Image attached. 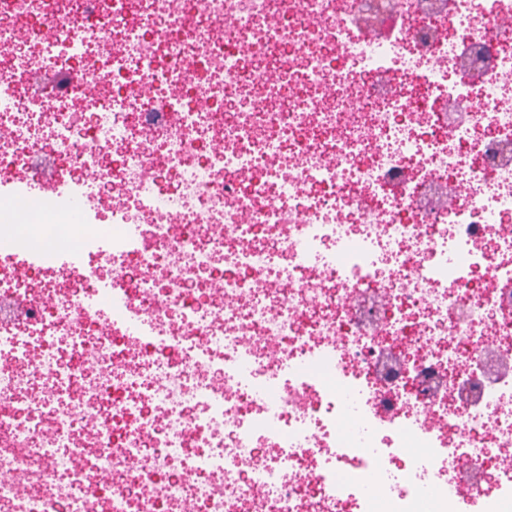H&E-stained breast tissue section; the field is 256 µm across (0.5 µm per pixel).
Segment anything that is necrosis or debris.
I'll list each match as a JSON object with an SVG mask.
<instances>
[{"instance_id":"necrosis-or-debris-1","label":"necrosis or debris","mask_w":512,"mask_h":512,"mask_svg":"<svg viewBox=\"0 0 512 512\" xmlns=\"http://www.w3.org/2000/svg\"><path fill=\"white\" fill-rule=\"evenodd\" d=\"M0 45V171L76 190L0 225V512H512V0H0ZM51 177L50 182L46 185L45 180ZM68 177V169L66 163L62 160L61 156L50 151L46 154L41 161L40 166L36 169L22 170L19 172L2 173L0 179V193L12 194L20 193L25 190L30 192L33 189L39 188L42 190L43 185L45 190L43 200L45 203H52L54 197L46 191V187L58 184ZM10 186L9 190H5L4 184Z\"/></svg>"}]
</instances>
